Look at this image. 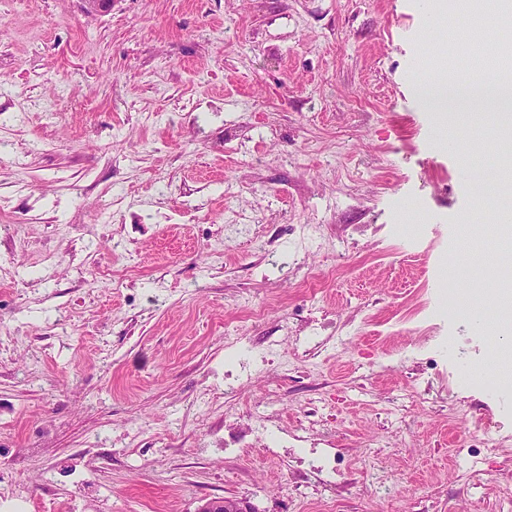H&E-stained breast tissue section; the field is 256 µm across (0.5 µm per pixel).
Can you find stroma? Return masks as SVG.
Here are the masks:
<instances>
[{"label":"stroma","instance_id":"obj_1","mask_svg":"<svg viewBox=\"0 0 512 512\" xmlns=\"http://www.w3.org/2000/svg\"><path fill=\"white\" fill-rule=\"evenodd\" d=\"M425 2L0 0V512H512V381L456 382L511 326L451 271L502 167ZM420 92L433 98L436 105L445 104L448 101V94L468 101L472 106L480 108L490 101L502 105L504 112H511V86L509 89H474L463 88L448 91V85L433 74L423 72L417 81ZM249 503L234 499L206 500L196 512H252Z\"/></svg>","mask_w":512,"mask_h":512}]
</instances>
